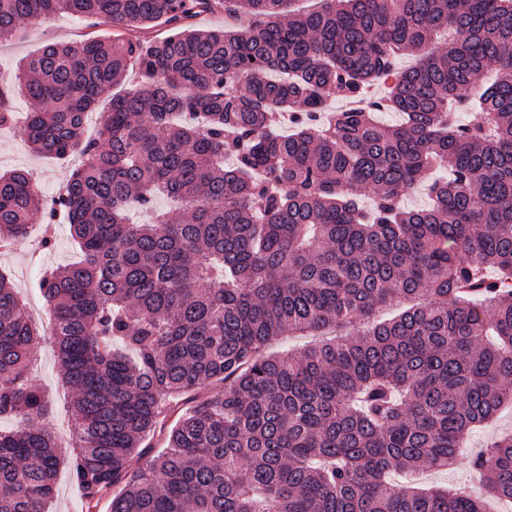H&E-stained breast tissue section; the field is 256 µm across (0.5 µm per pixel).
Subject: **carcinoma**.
<instances>
[{
    "label": "carcinoma",
    "instance_id": "cac0c4a2",
    "mask_svg": "<svg viewBox=\"0 0 512 512\" xmlns=\"http://www.w3.org/2000/svg\"><path fill=\"white\" fill-rule=\"evenodd\" d=\"M290 2L0 0V40L61 12L115 29L0 72V128L21 93L46 107L21 128L34 152L81 157L49 202L33 171L0 174V246L62 213L82 254L41 280L73 392L66 459L28 376L40 333L0 274V417L25 422L0 431V512H49L64 464L87 512H481L390 474L452 467L512 401V0ZM221 10L236 25L195 27ZM332 98L356 107L321 128ZM421 185L432 207L403 209ZM160 193L188 215L129 223ZM471 467L512 499V437Z\"/></svg>",
    "mask_w": 512,
    "mask_h": 512
}]
</instances>
